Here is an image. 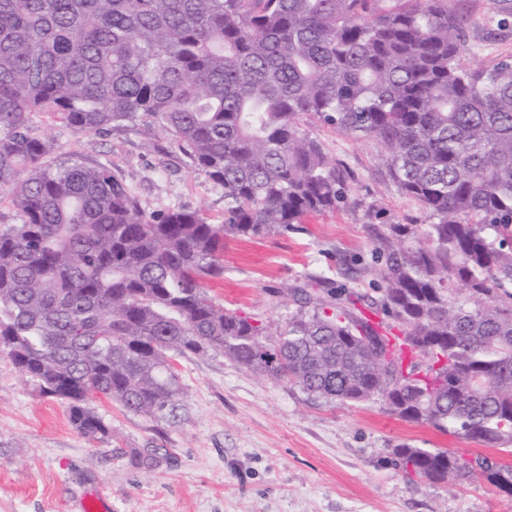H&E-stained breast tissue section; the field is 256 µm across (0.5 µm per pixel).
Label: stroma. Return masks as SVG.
<instances>
[{
	"mask_svg": "<svg viewBox=\"0 0 512 512\" xmlns=\"http://www.w3.org/2000/svg\"><path fill=\"white\" fill-rule=\"evenodd\" d=\"M470 20L465 66L512 59V0H450ZM58 159L112 167L149 212L197 210L224 220V191L179 155L158 150L147 127L108 137L75 133L33 114ZM305 128L335 160L345 196L335 210L311 213L285 232L224 239V276L209 296L260 320L276 335L295 312L285 288L315 277L363 294L377 280L371 228L420 224L424 216L378 164L370 139H355L317 118ZM179 392L148 418L104 399L93 408L110 433L91 442L72 425L65 401L43 394L0 354V512H78L99 491L112 512H512V497L477 475L445 484L406 481L389 459L401 443L498 457L453 434L390 415L378 400L327 403L301 388L256 375L218 351L173 358ZM156 458L153 468L141 456Z\"/></svg>",
	"mask_w": 512,
	"mask_h": 512,
	"instance_id": "1",
	"label": "stroma"
}]
</instances>
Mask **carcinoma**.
I'll return each instance as SVG.
<instances>
[{
  "label": "carcinoma",
  "instance_id": "carcinoma-1",
  "mask_svg": "<svg viewBox=\"0 0 512 512\" xmlns=\"http://www.w3.org/2000/svg\"><path fill=\"white\" fill-rule=\"evenodd\" d=\"M468 27L448 0H0V191L18 219L0 225V353L90 441L110 433L92 399L151 418L178 391L172 354L216 350L512 453V60L460 67ZM34 112L83 134L157 129L224 189V222L149 213L112 168L57 162ZM305 116L375 140L427 224L376 230L374 296L288 288L297 311L267 343L205 284L225 236L344 198ZM390 455L409 481L477 473L512 496V460Z\"/></svg>",
  "mask_w": 512,
  "mask_h": 512
}]
</instances>
